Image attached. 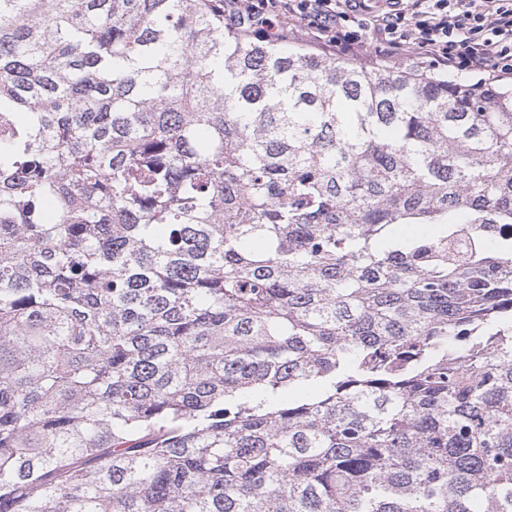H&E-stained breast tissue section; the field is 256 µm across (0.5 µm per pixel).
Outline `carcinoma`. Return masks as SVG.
Here are the masks:
<instances>
[{
    "instance_id": "cac0c4a2",
    "label": "carcinoma",
    "mask_w": 512,
    "mask_h": 512,
    "mask_svg": "<svg viewBox=\"0 0 512 512\" xmlns=\"http://www.w3.org/2000/svg\"><path fill=\"white\" fill-rule=\"evenodd\" d=\"M505 225L511 88L0 0V512H512Z\"/></svg>"
}]
</instances>
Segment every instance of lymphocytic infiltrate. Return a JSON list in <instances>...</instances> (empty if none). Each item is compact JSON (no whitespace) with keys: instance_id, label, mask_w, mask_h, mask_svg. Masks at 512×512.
<instances>
[{"instance_id":"lymphocytic-infiltrate-1","label":"lymphocytic infiltrate","mask_w":512,"mask_h":512,"mask_svg":"<svg viewBox=\"0 0 512 512\" xmlns=\"http://www.w3.org/2000/svg\"><path fill=\"white\" fill-rule=\"evenodd\" d=\"M224 18L259 37L297 29L346 57L428 58L437 74L470 72L484 87L512 80V0H224Z\"/></svg>"}]
</instances>
